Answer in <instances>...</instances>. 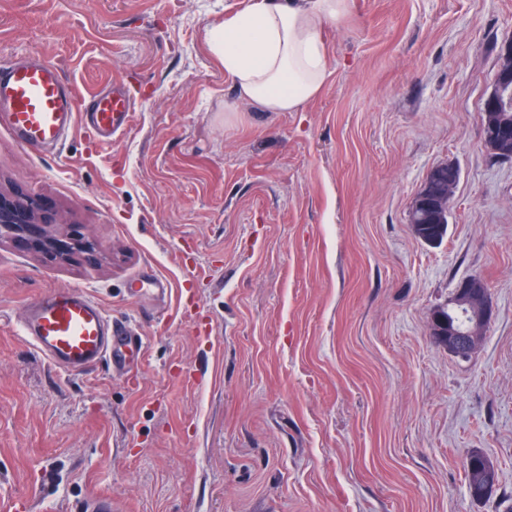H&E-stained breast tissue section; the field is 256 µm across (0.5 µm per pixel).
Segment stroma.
Here are the masks:
<instances>
[{
    "label": "stroma",
    "mask_w": 512,
    "mask_h": 512,
    "mask_svg": "<svg viewBox=\"0 0 512 512\" xmlns=\"http://www.w3.org/2000/svg\"><path fill=\"white\" fill-rule=\"evenodd\" d=\"M249 0H0V62L39 55L134 103L55 154L0 130V185L93 239L95 265L0 245V512H512V161L480 107L512 0H350L302 112L240 102L209 31ZM460 180L441 244L409 224ZM482 275L494 315L461 360L429 333ZM155 276L168 295L130 298ZM77 286L145 349L126 375L50 366L18 327ZM498 466L473 501L463 461ZM446 167L458 170L452 163L433 167L427 173L421 188L413 196L410 205L409 223L412 231L416 237L429 244L441 243L445 237L444 230L449 224L448 216L458 185L459 178L448 181V176H450L448 169L439 173L440 181L448 183L438 182V171ZM429 224H437L438 229L434 233L426 232L425 228Z\"/></svg>",
    "instance_id": "35a3bbf8"
}]
</instances>
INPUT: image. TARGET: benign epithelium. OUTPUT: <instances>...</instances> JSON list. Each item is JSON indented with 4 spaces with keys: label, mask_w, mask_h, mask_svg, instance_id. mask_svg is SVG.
Listing matches in <instances>:
<instances>
[{
    "label": "benign epithelium",
    "mask_w": 512,
    "mask_h": 512,
    "mask_svg": "<svg viewBox=\"0 0 512 512\" xmlns=\"http://www.w3.org/2000/svg\"><path fill=\"white\" fill-rule=\"evenodd\" d=\"M484 147L498 159L512 160V38L505 41L498 55L492 88L484 98L480 112ZM456 169L452 163L433 167L413 196L409 223L416 237L436 244L443 241L458 180L438 182V171ZM437 225L433 233L425 231ZM58 225L53 210L19 189H0V242L42 255L60 263L99 261L91 240L54 230ZM493 302L485 280L478 274L461 279L448 306L435 309L430 317L431 336L448 352L467 359L479 348L491 323ZM466 466L474 475L468 494L474 501H485L493 494L498 472L496 466L477 453L468 456Z\"/></svg>",
    "instance_id": "benign-epithelium-1"
}]
</instances>
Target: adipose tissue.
Masks as SVG:
<instances>
[{
  "mask_svg": "<svg viewBox=\"0 0 512 512\" xmlns=\"http://www.w3.org/2000/svg\"><path fill=\"white\" fill-rule=\"evenodd\" d=\"M349 12L350 0H251L211 30L209 45L240 100L268 112H301L328 74L321 33Z\"/></svg>",
  "mask_w": 512,
  "mask_h": 512,
  "instance_id": "1",
  "label": "adipose tissue"
}]
</instances>
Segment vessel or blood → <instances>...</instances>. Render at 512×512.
<instances>
[{"mask_svg":"<svg viewBox=\"0 0 512 512\" xmlns=\"http://www.w3.org/2000/svg\"><path fill=\"white\" fill-rule=\"evenodd\" d=\"M83 110L89 116L87 134L96 137L124 130L132 103L123 93L101 92L86 109L56 64L33 58L0 65V127L16 145L35 152L60 149ZM20 332L50 364L72 373L90 370L117 348H144L129 322L112 321L97 301L75 287L30 300Z\"/></svg>","mask_w":512,"mask_h":512,"instance_id":"1","label":"vessel or blood"}]
</instances>
